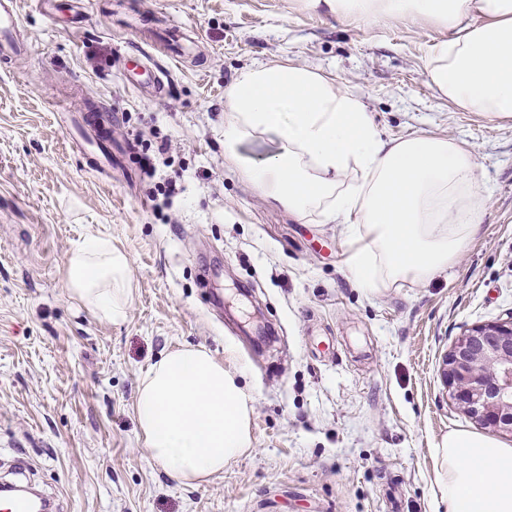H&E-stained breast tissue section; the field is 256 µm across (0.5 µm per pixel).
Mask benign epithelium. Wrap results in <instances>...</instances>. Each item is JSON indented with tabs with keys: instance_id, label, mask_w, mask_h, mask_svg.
Returning a JSON list of instances; mask_svg holds the SVG:
<instances>
[{
	"instance_id": "benign-epithelium-1",
	"label": "benign epithelium",
	"mask_w": 512,
	"mask_h": 512,
	"mask_svg": "<svg viewBox=\"0 0 512 512\" xmlns=\"http://www.w3.org/2000/svg\"><path fill=\"white\" fill-rule=\"evenodd\" d=\"M440 375L458 411L483 430L512 437V314L460 336Z\"/></svg>"
}]
</instances>
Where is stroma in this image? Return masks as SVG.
<instances>
[{
  "instance_id": "obj_1",
  "label": "stroma",
  "mask_w": 512,
  "mask_h": 512,
  "mask_svg": "<svg viewBox=\"0 0 512 512\" xmlns=\"http://www.w3.org/2000/svg\"><path fill=\"white\" fill-rule=\"evenodd\" d=\"M27 51L0 65V478L59 512H448L433 448L474 430L440 376L458 336L512 314V117L457 109L424 63L452 33L396 15L375 24L304 0H16ZM170 24L201 54L165 56L163 91L122 56ZM270 61L359 94L383 138L462 142L488 209L452 270L366 293L348 279L342 225L300 219L224 157V92ZM112 112V174L86 126ZM169 138L159 178L182 186L169 220L139 160ZM91 234L132 259L125 318H95L65 281ZM234 343L254 400L253 445L194 487L139 436L142 376L183 344Z\"/></svg>"
}]
</instances>
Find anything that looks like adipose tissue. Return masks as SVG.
<instances>
[{
    "instance_id": "adipose-tissue-1",
    "label": "adipose tissue",
    "mask_w": 512,
    "mask_h": 512,
    "mask_svg": "<svg viewBox=\"0 0 512 512\" xmlns=\"http://www.w3.org/2000/svg\"><path fill=\"white\" fill-rule=\"evenodd\" d=\"M367 23L408 14L454 36L424 68L457 108L512 116V0H308ZM471 24H464V17ZM261 162L240 149L261 139ZM224 150L240 174L299 217L345 225L351 282L373 292L423 283L456 265L486 207L480 166L461 142L423 133L383 138L362 99L334 77L270 61L242 70L225 95ZM65 285L93 316L125 317L134 297L127 255L90 236L69 251ZM237 349L216 359L204 346L167 352L142 377L134 413L151 456L187 486L209 481L252 445L251 397L237 379ZM448 512H512V447L472 431L435 448Z\"/></svg>"
}]
</instances>
